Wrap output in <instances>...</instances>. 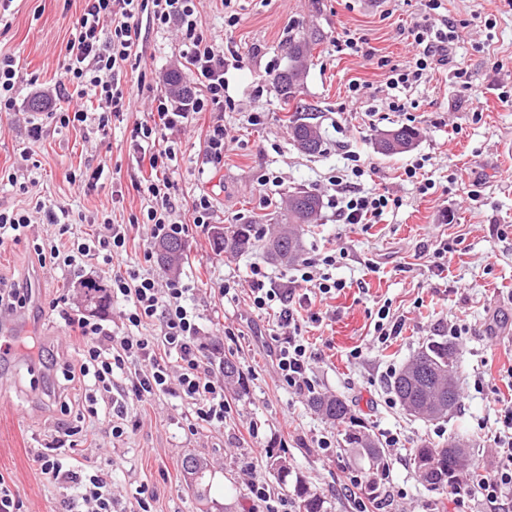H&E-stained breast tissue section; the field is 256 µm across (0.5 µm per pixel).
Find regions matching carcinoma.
Listing matches in <instances>:
<instances>
[{
  "label": "carcinoma",
  "instance_id": "obj_1",
  "mask_svg": "<svg viewBox=\"0 0 512 512\" xmlns=\"http://www.w3.org/2000/svg\"><path fill=\"white\" fill-rule=\"evenodd\" d=\"M300 73L288 68V74L277 73L275 88L283 106L287 107L299 93ZM289 135L294 144L303 139L311 142L307 153L314 154L322 147L318 128L313 123L298 117L289 125ZM320 208L318 195L308 191H297L290 195V204L283 214L279 232L266 244L267 257L280 264L295 261L300 253V230L312 223ZM217 252L237 255L256 247L259 241L255 224H232L213 232ZM186 244L181 239H171L158 244V260L164 269L175 273L179 270ZM453 346L446 340H432L415 354L404 369L391 382V390L403 405L411 403L440 402L446 409L454 407L458 393L448 396V377L457 370L456 358L452 356ZM310 406L334 425L344 426L342 441L344 446L357 451L368 465L369 479L362 486L363 494L369 500L380 496V484L376 475L388 468L385 452L378 442L367 432V428L357 419L349 404L338 396L315 394L309 398ZM467 457V449L460 441L448 440L439 448L423 446L414 448L409 454V464L414 474L424 473L421 484L430 490L455 489L461 463ZM297 512H324V501L320 494L311 490L301 480L295 481L293 488Z\"/></svg>",
  "mask_w": 512,
  "mask_h": 512
}]
</instances>
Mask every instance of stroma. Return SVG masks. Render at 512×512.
I'll list each match as a JSON object with an SVG mask.
<instances>
[{
    "label": "stroma",
    "instance_id": "stroma-1",
    "mask_svg": "<svg viewBox=\"0 0 512 512\" xmlns=\"http://www.w3.org/2000/svg\"><path fill=\"white\" fill-rule=\"evenodd\" d=\"M82 5V0H12L0 26V55L19 64L21 111L30 110L31 82L46 90L59 85L65 45ZM236 5L240 22L228 32L221 0L197 4L203 28L219 46L237 50L242 66L227 75L234 110L205 113L178 133L174 194L179 220L191 226L179 274L194 287L190 300L202 314L201 335L207 343L219 340L221 354L237 362L244 384L224 387L230 409L223 427L194 436L178 398L163 396L145 407L126 403L127 435L108 447L117 512H134L133 495L143 484L157 490L156 512H262L244 475L253 462L274 493L292 495L300 479L321 494L325 512H355L344 483L348 470L363 467L356 452L322 453L316 441L334 426L310 407L308 397L280 384L267 318L251 313L246 295L231 300L218 292L224 280L247 281L257 262L275 280L291 276V267L267 260L259 247L233 256L216 253L213 227L255 223L270 230V215L283 211L289 195L299 190L324 200L315 222L300 234L302 255L342 252L332 275L346 284L335 298L319 303L322 321L309 329L320 355L313 367L316 389L344 397L373 436L392 432L400 438L399 447L385 451L389 470L380 490L393 502L379 512H512V503L500 506L427 489L409 466L411 449L443 442L452 433L472 448L466 471L487 472L498 462L489 436L502 401L512 398V105L501 103L495 88H512V9L502 0H449L450 17L468 22L452 64L400 90V99L411 107L393 112L377 60L402 69L412 64L414 51L402 30L422 16L421 0L372 5L362 0H237ZM345 32L365 38L374 59L337 52L336 39ZM142 33L147 73L165 83L177 67L179 39L175 32L147 25ZM314 33L319 40L310 47L300 97L316 109L313 119L323 144L320 152L306 154L288 134L291 113L282 108L273 77L288 67L283 50L288 39ZM455 65L468 69L470 93L454 85ZM356 82L372 89L354 106L348 94ZM473 96L481 102L478 117L469 102ZM253 112L260 113V124H249ZM148 113L143 97H135L128 114L113 120L103 138L56 128L38 112L34 119L42 123L43 136L36 143L16 114H0V170L24 168L21 186L0 187V208H25L38 197L57 201L80 214L73 227L78 236L93 232L94 220L105 212L115 223H127L140 210L134 185L146 174L136 163L130 130ZM216 119L233 136L217 172L203 167L206 130ZM401 126L417 132L414 146L394 156L380 154L378 135ZM26 148L34 159L28 166L20 157ZM353 154L369 166L361 188L397 201L374 224L342 223L326 203L330 179L345 173ZM420 159L434 184L425 195L404 173ZM97 169L103 175L96 185L70 181L71 175L87 179ZM266 176L271 179L267 185L262 182ZM202 190L214 199L215 218L213 224L195 227L191 204ZM472 190L478 191V201L470 200ZM498 224L506 226V234H496ZM442 242L456 249L440 271L428 266L425 255ZM0 278L31 286L34 296L16 316L11 353L0 357V473L11 476L28 512H65L73 488L46 482L33 454L52 441L58 426L74 422V414L61 413V402L77 406L84 392L64 377L77 353L68 328L44 309L61 296L75 300L80 281L103 283L108 275L92 267L46 273L23 241L0 249ZM386 303L405 325L378 351L371 347L374 323ZM452 324L468 329L455 345L459 402L440 419L410 416L383 373L390 365L403 368L428 341L447 337ZM224 325L233 328L232 336L220 337ZM34 341L46 351L40 367L29 348ZM357 348L361 357L351 358ZM252 423L259 428L255 438L247 431ZM275 456L286 460L287 479L272 467ZM189 461L201 475L187 473Z\"/></svg>",
    "mask_w": 512,
    "mask_h": 512
}]
</instances>
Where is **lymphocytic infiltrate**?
<instances>
[{
    "label": "lymphocytic infiltrate",
    "mask_w": 512,
    "mask_h": 512,
    "mask_svg": "<svg viewBox=\"0 0 512 512\" xmlns=\"http://www.w3.org/2000/svg\"><path fill=\"white\" fill-rule=\"evenodd\" d=\"M146 22L163 32L176 29L181 42L179 65L187 70L196 91L178 98L152 92L154 112L130 132L138 164L150 169L149 177L136 185L144 200L139 213L125 225L102 215L95 234L75 237L74 215L66 206L39 199L29 210L0 209L1 247L30 241L38 264L49 271L105 265L110 271V296L126 303L123 322L116 328L105 324L103 316L65 308L56 300L49 304L50 312L64 320L79 342L78 358L67 366L66 377L83 384L85 403L75 412L76 425L61 427L52 443L36 450L33 460L48 482L76 487L72 505L77 512H113L116 504L109 462L99 463L96 473L87 476L78 459L82 424L98 419L101 407H110L115 417L109 430L113 440L127 432L121 418L130 399L146 405L165 395L180 398L187 405V427L193 433L204 426L223 427L228 409L224 382L204 360L201 317L189 301L191 284L179 277L159 280L147 265L154 257V241L189 234L190 225L175 218L172 176L179 167V148L172 133L191 125L202 113L234 109L226 76L229 70L240 69V55L224 53L202 28L196 0H84L65 46L63 79L48 116L61 127L107 136L113 119L131 109L132 93L124 90L121 78L126 68L143 64ZM404 34L415 52L413 64L398 69L388 67L386 60L377 62L386 69V85L393 90L419 83L448 64L459 38L458 23L450 18L445 0H424L423 17ZM364 173L365 165L356 156L348 177L331 181L328 202L344 223H371L390 205L389 196L360 189L357 180ZM37 213L56 226L55 239L36 234ZM138 224L150 225L151 239L142 245V263L134 265L129 261L128 228ZM335 264L331 252L302 260L284 285L273 280L264 265L251 268L250 309L258 316L278 309L270 332L278 376L282 386L299 395L316 391L312 373L318 355L306 333L308 324L319 320L317 313L304 315L299 308L312 297L327 299L343 290V282L329 273ZM492 438L499 463L467 492L497 503L512 496V403L503 409Z\"/></svg>",
    "instance_id": "1"
}]
</instances>
